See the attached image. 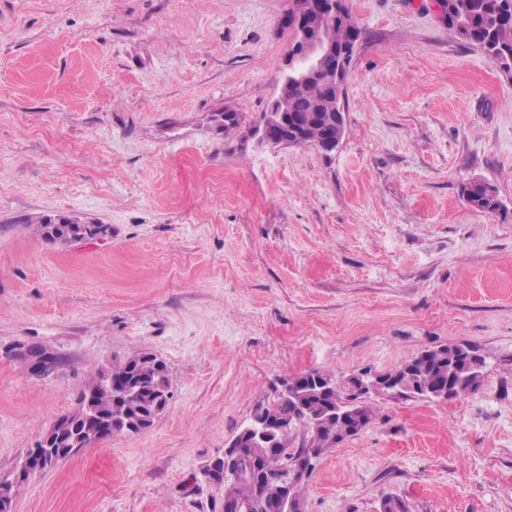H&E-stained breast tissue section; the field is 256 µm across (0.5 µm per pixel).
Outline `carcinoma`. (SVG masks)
I'll use <instances>...</instances> for the list:
<instances>
[{
	"label": "carcinoma",
	"mask_w": 512,
	"mask_h": 512,
	"mask_svg": "<svg viewBox=\"0 0 512 512\" xmlns=\"http://www.w3.org/2000/svg\"><path fill=\"white\" fill-rule=\"evenodd\" d=\"M455 15L454 25L448 29L460 39L480 47L497 64H509L512 60V0H448ZM329 40L345 44L360 38V31L351 21L349 11L330 23ZM334 57L324 59L321 72L305 81L296 83L292 90L288 111L307 122L305 144L323 149L328 137L325 124L313 119L314 109L325 112L336 110V98L331 95L329 76L336 72ZM463 194L469 204L478 210L491 209V202L483 200L481 188L464 186ZM399 377L394 393L410 396L415 391H425L438 385L448 386L449 398L473 392L480 385L481 372L470 369L458 359V349L448 345L427 362L413 356L395 372ZM112 380L119 384L134 381L140 387L137 395L127 403L119 404L113 389L100 386L97 389V410L105 418H112V430L117 434L135 435L143 432L138 421L150 415L164 393L169 391V377L163 373L152 354L144 355L142 363L134 365L132 359L112 364ZM294 399H274L272 405L282 413L294 428L273 438L269 444L257 443L251 448L252 456L272 464L294 462L303 457L309 468L322 452L335 446L344 438L356 434L371 420L372 410L364 405L341 415L336 406L346 401L349 383L341 384L331 377L313 370L301 375V386ZM301 440H296L297 434ZM299 447H294V442ZM225 474L219 478L224 484V502L245 503L252 512H303L301 485L285 491L274 480L256 474L243 477L238 471L245 463L222 465Z\"/></svg>",
	"instance_id": "carcinoma-1"
}]
</instances>
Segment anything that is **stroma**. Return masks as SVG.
<instances>
[{"label":"stroma","mask_w":512,"mask_h":512,"mask_svg":"<svg viewBox=\"0 0 512 512\" xmlns=\"http://www.w3.org/2000/svg\"><path fill=\"white\" fill-rule=\"evenodd\" d=\"M335 151L259 148L288 0H0V474L112 363L168 367L153 426L20 483L9 512H223L205 471L282 379L466 344L472 393L373 394L305 512H512V72L429 0H347ZM501 201L472 208L463 184ZM65 216L101 239L44 241ZM58 360L34 375L20 349Z\"/></svg>","instance_id":"obj_1"}]
</instances>
